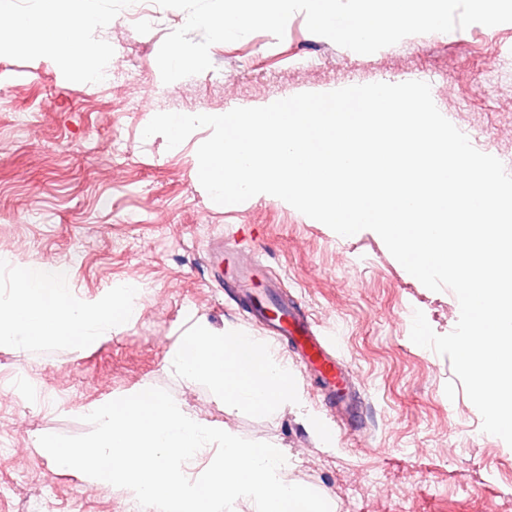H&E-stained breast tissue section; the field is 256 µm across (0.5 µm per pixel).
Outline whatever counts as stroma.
<instances>
[{
  "mask_svg": "<svg viewBox=\"0 0 512 512\" xmlns=\"http://www.w3.org/2000/svg\"><path fill=\"white\" fill-rule=\"evenodd\" d=\"M105 24L94 31L110 84L88 81L55 56L0 54V301L20 276L50 264L76 297L109 300L139 289L137 318L81 350L46 340L0 344V512H141L126 489L81 484L37 449L42 435H82L91 408L157 387L199 419L282 448L288 478L335 512H512V447L484 433L482 418L449 358L414 344V310L436 334L460 316L450 290L423 286L380 236H341L285 201L255 196L220 205L198 178L197 149L209 128L176 148L143 137L160 112L203 114L261 107L302 92L430 78L432 99L473 146L512 156V23L411 35L357 55L312 34L304 14L283 39L255 32L210 47L211 69L166 84L156 57L187 15L165 9L157 27L122 20L123 0H90ZM36 112L16 129V113ZM258 254L266 276L301 301L333 337L363 410L361 428L316 424L324 400L295 373L300 404L270 413L225 406L207 384L177 376L173 352L198 327L258 336L203 257L215 240Z\"/></svg>",
  "mask_w": 512,
  "mask_h": 512,
  "instance_id": "35a3bbf8",
  "label": "stroma"
}]
</instances>
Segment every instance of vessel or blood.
I'll return each mask as SVG.
<instances>
[{"label":"vessel or blood","instance_id":"obj_1","mask_svg":"<svg viewBox=\"0 0 512 512\" xmlns=\"http://www.w3.org/2000/svg\"><path fill=\"white\" fill-rule=\"evenodd\" d=\"M224 248H212L208 265L216 284H229L246 299L248 316L261 324L274 338L282 340L297 352L305 374L314 377L331 408L344 416L352 426H360L362 415L353 379L336 354L335 347L319 331L301 304L285 298L276 284H269L265 294L251 290L254 279L264 275L265 266L258 257L237 259L231 273H224Z\"/></svg>","mask_w":512,"mask_h":512}]
</instances>
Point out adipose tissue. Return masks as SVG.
I'll return each instance as SVG.
<instances>
[{
	"instance_id": "1",
	"label": "adipose tissue",
	"mask_w": 512,
	"mask_h": 512,
	"mask_svg": "<svg viewBox=\"0 0 512 512\" xmlns=\"http://www.w3.org/2000/svg\"><path fill=\"white\" fill-rule=\"evenodd\" d=\"M38 17L19 12L15 0H0V54L22 48L52 54L86 79L106 73L105 53L91 33L103 22L87 0H40ZM129 300L100 304L75 299L65 275L44 264L27 269L12 301L0 305V344L32 345L48 339L82 349L111 338L134 319ZM175 373L213 386L225 403L269 412L296 400L294 375L274 354L244 334L201 327L173 353Z\"/></svg>"
}]
</instances>
